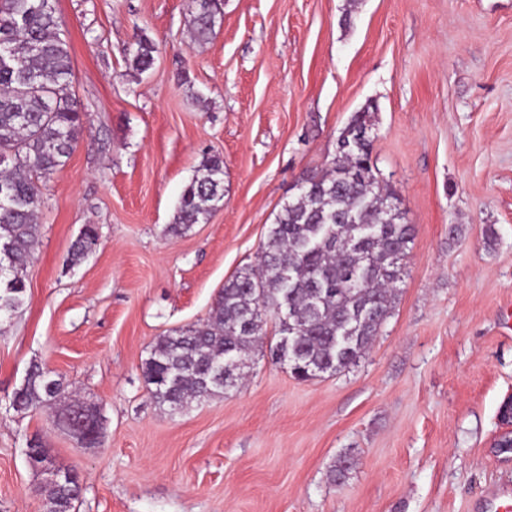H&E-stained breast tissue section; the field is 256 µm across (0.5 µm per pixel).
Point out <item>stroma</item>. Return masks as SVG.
I'll return each instance as SVG.
<instances>
[{
  "label": "stroma",
  "instance_id": "35a3bbf8",
  "mask_svg": "<svg viewBox=\"0 0 512 512\" xmlns=\"http://www.w3.org/2000/svg\"><path fill=\"white\" fill-rule=\"evenodd\" d=\"M56 0L85 111L43 184L26 301L0 321V512H44L25 450L75 471L76 512H501L512 459V0ZM157 53L133 70L136 41ZM376 104L372 158L413 240L395 309L344 372L300 382L252 354L240 389L172 414L143 373L156 340L206 319L296 183ZM224 201L173 234L205 155ZM98 240L79 264L85 225ZM494 229L487 239L486 229ZM96 402L102 445L11 407L32 364ZM347 478L331 481L341 455ZM192 33L198 42L208 41L221 19L216 0H192ZM498 420L501 432L494 440L493 448H497L500 454H512V396L500 405Z\"/></svg>",
  "mask_w": 512,
  "mask_h": 512
}]
</instances>
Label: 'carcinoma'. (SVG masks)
Instances as JSON below:
<instances>
[{"mask_svg":"<svg viewBox=\"0 0 512 512\" xmlns=\"http://www.w3.org/2000/svg\"><path fill=\"white\" fill-rule=\"evenodd\" d=\"M221 19L216 0H192V33L208 41ZM156 45L136 43L132 66L151 68ZM0 318L25 302L24 268L39 243V182L64 166L85 113L67 93L73 75L68 34L55 0H0ZM374 107L354 113L336 140V155L305 190L285 202L256 267L224 284L201 323L161 337L144 362L152 398L172 411L237 387L217 369L246 360L278 321L271 347L298 380L335 374L368 350L395 307L402 261L413 240L397 198L370 163ZM224 199V165L206 157L186 186L170 229L208 220ZM98 239L86 226L72 248L80 263ZM66 393L52 371L34 365L14 395L23 408L46 407ZM78 482L51 490L50 512H72Z\"/></svg>","mask_w":512,"mask_h":512,"instance_id":"carcinoma-1","label":"carcinoma"}]
</instances>
